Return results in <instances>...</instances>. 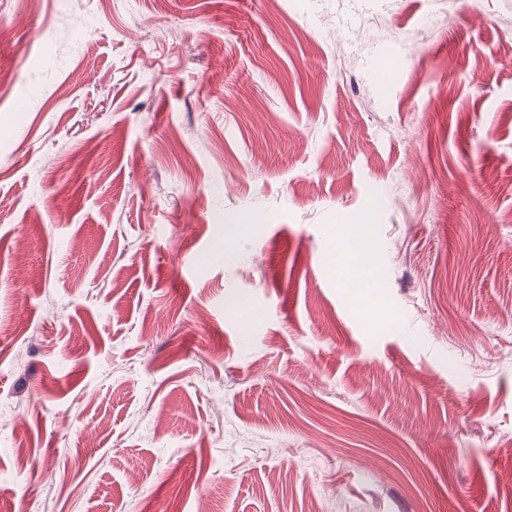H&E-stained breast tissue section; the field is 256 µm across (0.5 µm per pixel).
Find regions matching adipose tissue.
Returning a JSON list of instances; mask_svg holds the SVG:
<instances>
[{
	"label": "adipose tissue",
	"instance_id": "1",
	"mask_svg": "<svg viewBox=\"0 0 512 512\" xmlns=\"http://www.w3.org/2000/svg\"><path fill=\"white\" fill-rule=\"evenodd\" d=\"M340 248L336 253L337 283L360 307L371 303L380 286L375 261L358 225L349 224L339 232Z\"/></svg>",
	"mask_w": 512,
	"mask_h": 512
}]
</instances>
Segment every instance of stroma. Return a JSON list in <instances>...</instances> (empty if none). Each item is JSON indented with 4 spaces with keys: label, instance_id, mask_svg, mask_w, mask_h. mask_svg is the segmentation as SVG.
<instances>
[{
    "label": "stroma",
    "instance_id": "1",
    "mask_svg": "<svg viewBox=\"0 0 512 512\" xmlns=\"http://www.w3.org/2000/svg\"><path fill=\"white\" fill-rule=\"evenodd\" d=\"M511 26L0 0V512H512ZM340 248L336 253L337 283L358 307L371 303L380 288L375 261L358 224L339 231Z\"/></svg>",
    "mask_w": 512,
    "mask_h": 512
}]
</instances>
